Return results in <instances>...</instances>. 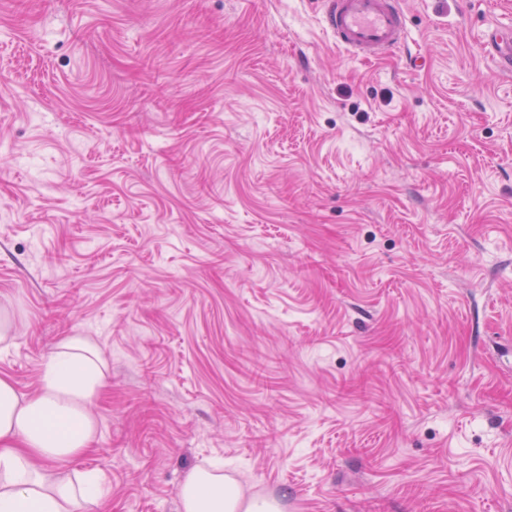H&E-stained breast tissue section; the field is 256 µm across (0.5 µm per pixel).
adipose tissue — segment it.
<instances>
[{
    "instance_id": "1",
    "label": "adipose tissue",
    "mask_w": 512,
    "mask_h": 512,
    "mask_svg": "<svg viewBox=\"0 0 512 512\" xmlns=\"http://www.w3.org/2000/svg\"><path fill=\"white\" fill-rule=\"evenodd\" d=\"M106 365L84 337L68 336L47 362L38 390L20 396L0 378V512H94L105 493L97 472L70 475L67 464L96 437L88 411ZM179 497L183 512H276L244 500L232 479L197 469Z\"/></svg>"
}]
</instances>
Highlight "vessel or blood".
Returning a JSON list of instances; mask_svg holds the SVG:
<instances>
[{"instance_id": "1", "label": "vessel or blood", "mask_w": 512, "mask_h": 512, "mask_svg": "<svg viewBox=\"0 0 512 512\" xmlns=\"http://www.w3.org/2000/svg\"><path fill=\"white\" fill-rule=\"evenodd\" d=\"M324 29L336 45L363 59L394 51L406 39L401 0H321ZM490 53L499 69L512 71V36L492 31Z\"/></svg>"}]
</instances>
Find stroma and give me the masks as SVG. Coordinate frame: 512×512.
I'll return each instance as SVG.
<instances>
[{"label": "stroma", "mask_w": 512, "mask_h": 512, "mask_svg": "<svg viewBox=\"0 0 512 512\" xmlns=\"http://www.w3.org/2000/svg\"><path fill=\"white\" fill-rule=\"evenodd\" d=\"M402 2L0 0V376L98 347L105 512H512V0ZM324 29L336 46L362 59L385 56L404 44L400 0H321ZM490 53L499 69L505 72L512 71V36H504L499 30L488 34ZM179 497L183 512H276L268 501H245L224 474L196 469L183 482Z\"/></svg>", "instance_id": "stroma-1"}]
</instances>
